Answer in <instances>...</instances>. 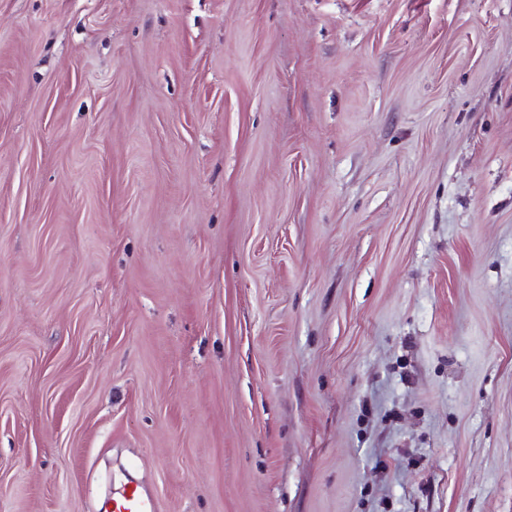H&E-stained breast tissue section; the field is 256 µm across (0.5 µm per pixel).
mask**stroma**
Segmentation results:
<instances>
[{
  "label": "stroma",
  "mask_w": 512,
  "mask_h": 512,
  "mask_svg": "<svg viewBox=\"0 0 512 512\" xmlns=\"http://www.w3.org/2000/svg\"><path fill=\"white\" fill-rule=\"evenodd\" d=\"M512 512V0H0V512ZM159 503L152 497L143 494L138 487L124 488L112 498L113 512H158Z\"/></svg>",
  "instance_id": "1"
}]
</instances>
